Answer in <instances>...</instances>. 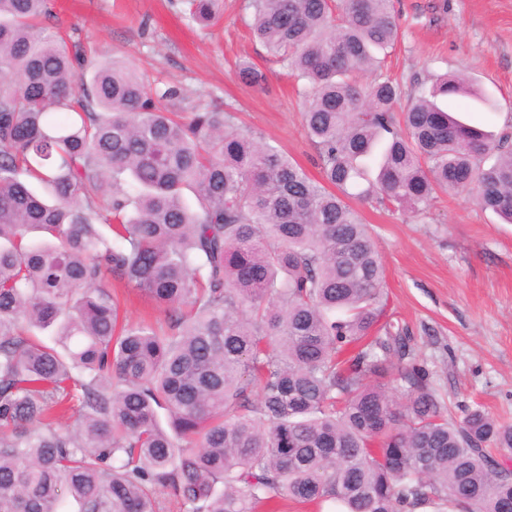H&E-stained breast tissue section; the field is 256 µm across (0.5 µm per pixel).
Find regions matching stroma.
<instances>
[{
  "instance_id": "stroma-1",
  "label": "stroma",
  "mask_w": 512,
  "mask_h": 512,
  "mask_svg": "<svg viewBox=\"0 0 512 512\" xmlns=\"http://www.w3.org/2000/svg\"><path fill=\"white\" fill-rule=\"evenodd\" d=\"M248 0H224L206 28L180 0H51L49 30L78 39L88 57L117 56L191 100L235 112L242 125L317 175L295 82L250 35ZM397 44L384 74L402 85L462 73L490 100L457 96L449 109L512 136V0H395ZM249 60L267 90L236 72ZM386 269L388 310L406 326L419 362L454 419L479 406L512 424V224L468 194L439 195L427 213L359 205Z\"/></svg>"
}]
</instances>
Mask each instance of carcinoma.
<instances>
[{"label":"carcinoma","mask_w":512,"mask_h":512,"mask_svg":"<svg viewBox=\"0 0 512 512\" xmlns=\"http://www.w3.org/2000/svg\"><path fill=\"white\" fill-rule=\"evenodd\" d=\"M246 8L302 82L318 178L234 113L89 61L38 26L49 0H0V512H164L162 493L180 512H512V425L448 421L349 204L424 214L475 188L512 224V145L440 104L475 94L465 78L381 73L394 0ZM117 288L164 324L128 321Z\"/></svg>","instance_id":"1"}]
</instances>
